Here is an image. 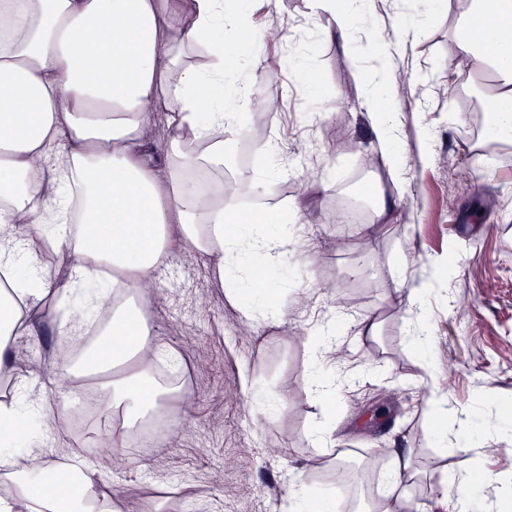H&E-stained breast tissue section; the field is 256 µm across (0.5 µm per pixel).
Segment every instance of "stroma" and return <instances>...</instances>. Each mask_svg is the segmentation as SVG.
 I'll return each mask as SVG.
<instances>
[{
	"label": "stroma",
	"mask_w": 512,
	"mask_h": 512,
	"mask_svg": "<svg viewBox=\"0 0 512 512\" xmlns=\"http://www.w3.org/2000/svg\"><path fill=\"white\" fill-rule=\"evenodd\" d=\"M346 6L359 20L343 39L322 37L326 20L305 0H278L264 15L281 33L276 43L230 28L218 35L225 95L254 102L275 91L282 100L278 112H252L246 136L225 144V181L268 167L257 150L268 140L301 156L265 196L242 201L243 210H270L275 231L281 211L312 189L321 195L313 223L290 224L293 247L268 272L288 283L281 320L246 317L204 257L176 251L155 272L153 290L137 297L156 342L182 357L178 377L192 398L170 407L176 421L152 447H116L104 462L100 489L121 496L126 512H280L299 483L308 496L332 500L335 512H354L353 502L381 497L399 452L419 472L402 491L407 510L450 512L441 485L474 472L487 481L491 512H512V143L492 148L470 135L486 71L449 73L446 0ZM405 20L417 26V42L380 59L373 29L390 32ZM383 67L391 78L379 87L398 127L395 174L362 165L376 153L364 93ZM382 197L394 212L367 249L362 227ZM420 282L418 306H391ZM37 314L44 329L18 338L15 367L28 393L68 415L66 431L41 447L57 459L83 452L98 412L83 387L55 381L65 357L55 301L45 299ZM333 315L341 319L342 355L312 360L307 334ZM373 317L376 334H359ZM244 326L249 335H241ZM423 336L427 365L417 346ZM309 372L343 380L333 412L305 386ZM246 373L266 392L287 389L274 416L257 417ZM435 388L448 402L450 430L463 415L481 418L478 447H457L452 433L435 438L425 413ZM327 420L336 426L332 440L315 446L313 433Z\"/></svg>",
	"instance_id": "1"
}]
</instances>
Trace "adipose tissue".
Here are the masks:
<instances>
[{
    "label": "adipose tissue",
    "mask_w": 512,
    "mask_h": 512,
    "mask_svg": "<svg viewBox=\"0 0 512 512\" xmlns=\"http://www.w3.org/2000/svg\"><path fill=\"white\" fill-rule=\"evenodd\" d=\"M448 70L487 66L484 103L504 137L512 136V0H452ZM0 374L14 370L11 349L37 335L31 309L46 297L61 306L60 328L77 332L111 313L107 339L73 365V379L108 395L96 434L124 445L157 411L186 403L184 388L157 385V361L176 359L154 343L141 310L123 293L152 281L170 252L204 256L229 299L267 309L281 285L260 266L288 253L287 231L265 230L222 193L198 191V176L222 181L224 143L247 131L224 96V58L215 35L241 26L226 0H0ZM376 116L380 160L396 170L397 129L389 103L367 94ZM167 115L156 144L148 127ZM57 262L43 264V253ZM65 417L35 399L0 402V512H123L99 491L100 471L84 467L63 480L40 447ZM51 484L55 495H43Z\"/></svg>",
    "instance_id": "ef3b65f1"
}]
</instances>
